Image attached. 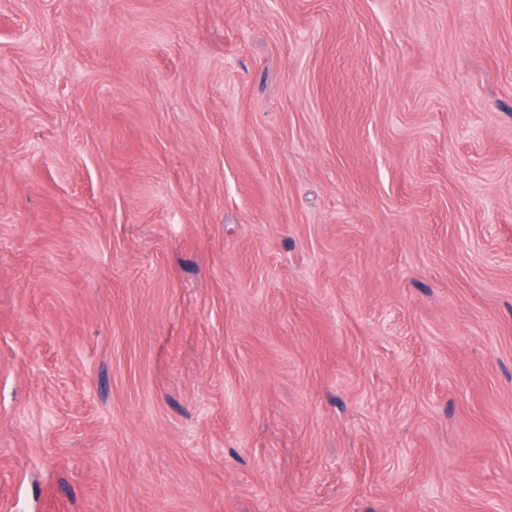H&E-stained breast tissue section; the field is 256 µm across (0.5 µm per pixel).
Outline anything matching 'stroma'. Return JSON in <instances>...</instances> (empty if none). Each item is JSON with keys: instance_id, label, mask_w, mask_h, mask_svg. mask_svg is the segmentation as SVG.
Listing matches in <instances>:
<instances>
[{"instance_id": "stroma-1", "label": "stroma", "mask_w": 512, "mask_h": 512, "mask_svg": "<svg viewBox=\"0 0 512 512\" xmlns=\"http://www.w3.org/2000/svg\"><path fill=\"white\" fill-rule=\"evenodd\" d=\"M0 512H512V0H0Z\"/></svg>"}]
</instances>
